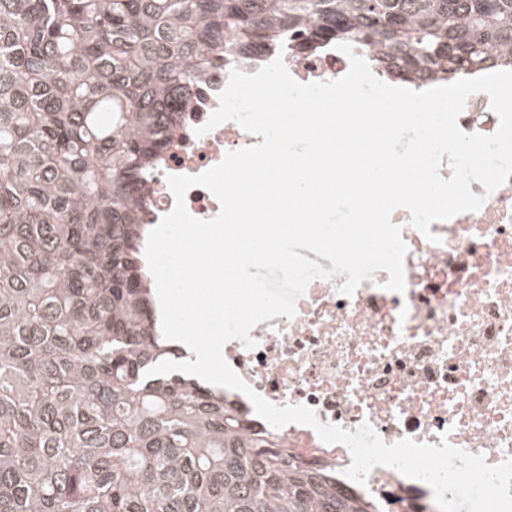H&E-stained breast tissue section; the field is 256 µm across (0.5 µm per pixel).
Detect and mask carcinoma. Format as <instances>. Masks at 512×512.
Wrapping results in <instances>:
<instances>
[{
    "mask_svg": "<svg viewBox=\"0 0 512 512\" xmlns=\"http://www.w3.org/2000/svg\"><path fill=\"white\" fill-rule=\"evenodd\" d=\"M350 43L415 87L512 68V0H0V512H378L178 373L139 223L201 76Z\"/></svg>",
    "mask_w": 512,
    "mask_h": 512,
    "instance_id": "cac0c4a2",
    "label": "carcinoma"
}]
</instances>
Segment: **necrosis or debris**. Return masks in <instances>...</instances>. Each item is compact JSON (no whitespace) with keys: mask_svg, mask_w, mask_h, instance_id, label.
Instances as JSON below:
<instances>
[{"mask_svg":"<svg viewBox=\"0 0 512 512\" xmlns=\"http://www.w3.org/2000/svg\"><path fill=\"white\" fill-rule=\"evenodd\" d=\"M283 61L301 83L333 80L349 69L347 56L332 44L311 54L288 53ZM229 73L215 63L184 114L148 178L144 223H159L174 206L167 175L200 174L227 151L258 144V136L233 121L195 133L218 108ZM457 125L466 133H494L499 118L488 95L470 96ZM470 189L486 203L432 223L433 242L411 225L407 210L393 212L407 246L404 292L385 289L383 270L350 296L338 291L345 275L314 280L294 318L254 327L256 349L228 342L227 362L266 400L309 406L321 423L352 431L366 422L388 444L445 440L493 466L512 458V177L490 195L476 181ZM230 396L250 432L276 441V453L290 465L319 470L383 512H440L426 483L385 466L374 467L365 484L355 483L344 475L352 463L345 445L323 442L306 425L271 428L246 395L234 390Z\"/></svg>","mask_w":512,"mask_h":512,"instance_id":"obj_1","label":"necrosis or debris"}]
</instances>
